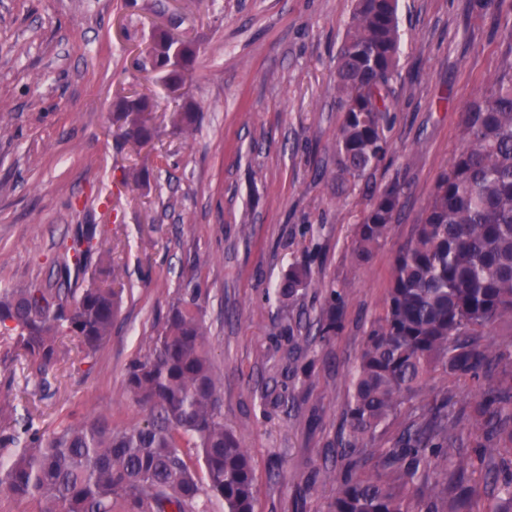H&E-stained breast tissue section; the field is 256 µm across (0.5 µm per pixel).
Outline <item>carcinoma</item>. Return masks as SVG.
I'll use <instances>...</instances> for the list:
<instances>
[{"instance_id": "carcinoma-1", "label": "carcinoma", "mask_w": 512, "mask_h": 512, "mask_svg": "<svg viewBox=\"0 0 512 512\" xmlns=\"http://www.w3.org/2000/svg\"><path fill=\"white\" fill-rule=\"evenodd\" d=\"M397 0H357L336 55L343 120L336 133V189L371 174L387 154L398 80ZM147 97L127 98L115 113L119 137L149 143L155 130ZM171 122L191 134L195 112ZM463 148L437 180L421 223L395 256L383 314L351 371V394L335 441L347 465L327 471L336 482L331 512H512V342L492 331L512 328V61L495 73L463 119ZM400 192L386 188L355 231L352 252L367 261L389 235ZM105 229L79 224L55 280L0 291V336L46 374L64 338L89 358L112 334L121 294L120 268L102 269L85 288H67L85 271ZM318 285L294 266L277 295L292 305ZM344 327V298L326 289L317 320L328 341ZM440 376L464 379L478 399ZM127 390L149 419L119 430L105 417L68 423L49 435L0 419V485L14 497L41 499L54 512H255L249 451L224 427L222 396L203 316L178 301L162 332L126 373ZM393 446L381 436L396 419ZM473 454L463 455L465 444ZM197 449L201 482L183 448ZM483 484H466V473Z\"/></svg>"}]
</instances>
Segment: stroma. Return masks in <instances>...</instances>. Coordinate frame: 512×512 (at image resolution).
I'll return each instance as SVG.
<instances>
[{"mask_svg": "<svg viewBox=\"0 0 512 512\" xmlns=\"http://www.w3.org/2000/svg\"><path fill=\"white\" fill-rule=\"evenodd\" d=\"M354 0H0V289L43 282L80 224L104 225L123 271V304L94 358L70 341L41 376L0 341V406L49 433L108 416L114 428L148 411L126 390L172 303L196 305L210 330L224 424L256 471V512H329L319 476L341 427L350 373L383 312L398 248L435 182L462 148V118L488 77L512 59V9L475 0H399L400 77L390 149L372 174L337 190V50ZM197 53L174 100L139 52L155 23ZM137 91L156 135L137 149L112 114ZM202 116L193 136L169 115ZM138 171L136 188L123 183ZM402 208L368 263L354 229L389 186ZM310 264L321 285L289 309L276 289ZM331 284L347 299L344 328L287 359L289 321L315 318ZM315 359L312 377L302 360Z\"/></svg>", "mask_w": 512, "mask_h": 512, "instance_id": "35a3bbf8", "label": "stroma"}]
</instances>
